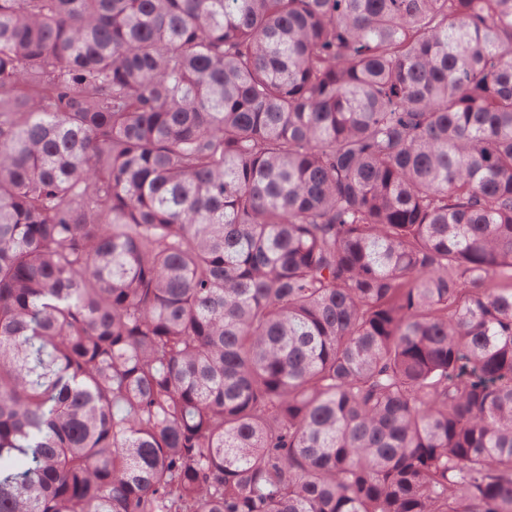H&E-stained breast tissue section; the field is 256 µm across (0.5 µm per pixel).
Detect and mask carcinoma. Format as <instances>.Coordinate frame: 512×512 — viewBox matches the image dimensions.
<instances>
[{"mask_svg": "<svg viewBox=\"0 0 512 512\" xmlns=\"http://www.w3.org/2000/svg\"><path fill=\"white\" fill-rule=\"evenodd\" d=\"M0 512H512V0H0Z\"/></svg>", "mask_w": 512, "mask_h": 512, "instance_id": "1", "label": "carcinoma"}]
</instances>
